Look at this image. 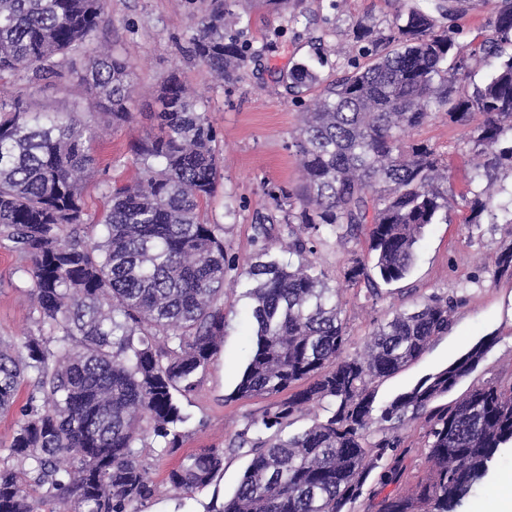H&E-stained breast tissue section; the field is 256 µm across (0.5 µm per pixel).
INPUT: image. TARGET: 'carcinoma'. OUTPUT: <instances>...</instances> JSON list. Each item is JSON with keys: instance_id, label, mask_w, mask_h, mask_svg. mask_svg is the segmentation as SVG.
<instances>
[{"instance_id": "carcinoma-1", "label": "carcinoma", "mask_w": 512, "mask_h": 512, "mask_svg": "<svg viewBox=\"0 0 512 512\" xmlns=\"http://www.w3.org/2000/svg\"><path fill=\"white\" fill-rule=\"evenodd\" d=\"M237 0H211L190 37L210 73L236 83L255 54L241 40ZM488 17L465 46L419 6L398 12L379 39L375 61L325 82L308 63L278 73L287 92H320L304 112L293 146L302 183L281 192L273 213L256 214L258 257L244 270L224 246V225L204 209L221 177L217 133L206 106L172 74L160 86L153 128L132 147L145 177L109 184L108 208L89 233L82 201L95 177L88 144L97 127L76 112H45L31 85L67 75V55L92 41L107 0H0V74L25 84L0 95V239L30 258L37 331L0 340V412L17 410L0 459V512H143L155 494L141 449L182 447L192 392L224 336V281L252 282L255 324L250 360L230 395L278 397L229 443L251 461L233 496L212 512H349L372 473L376 512H458L512 445V377L473 382L440 403L478 368L495 343L482 338L447 368L376 410L374 383L414 362L448 331L458 300L432 294L379 324L361 356L343 355L346 324L324 274L307 260L312 238H364L372 265L353 259L351 282L369 296L404 279L425 228L448 211L449 173L427 143L405 134L443 112L466 129L479 159L460 194L469 223L500 208L495 181L512 172V0H483ZM493 65L465 85L470 61ZM105 104L100 123L131 122L136 93L125 60L102 52L78 76ZM288 227L290 253L273 252L275 225ZM512 278V240L493 259ZM24 403H19L22 390ZM323 419L291 437L282 432L309 406ZM424 420L428 469L412 489L399 483L412 445L403 434ZM257 429L256 436L248 430ZM224 448H198L167 474L192 493L224 471Z\"/></svg>"}]
</instances>
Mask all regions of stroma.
<instances>
[{"instance_id":"stroma-1","label":"stroma","mask_w":512,"mask_h":512,"mask_svg":"<svg viewBox=\"0 0 512 512\" xmlns=\"http://www.w3.org/2000/svg\"><path fill=\"white\" fill-rule=\"evenodd\" d=\"M426 0H292L287 11L269 9L264 0H244L242 38L260 55L259 65H248L242 79L227 84L211 76L186 54L192 23L210 0H109L98 28L101 42L125 59L136 87L131 110L134 122L103 132L94 144L99 173L84 184L82 198L88 217L108 205V183L127 182L141 175L129 148L149 128L148 115L157 111L156 86L171 72L204 100L208 118L218 133L215 143L222 160L221 177L210 213L224 226V244L240 263L254 261L255 216L274 208V196L302 181L299 159L291 145L313 92L289 96L273 80L274 73L298 62H308L326 80L342 77L351 64L366 65L372 56L354 33L357 26L374 36L387 34L393 16ZM33 99L44 110L78 109L95 121L97 101L76 80L58 84L39 82ZM409 142L434 146L451 176L448 211L429 225L416 248V260L403 280L381 288L378 299L368 296L365 283H351L345 273L354 258L366 255L363 240H336L324 233L315 237L311 259L324 274L326 287L340 291L342 316L347 323L345 355L363 353L370 334L396 310L410 309L431 294H448L459 305L448 333L435 337L413 363L378 382L377 404H385L435 373L486 336L496 342L479 364L475 378L489 380L512 374V278H496L492 259L503 242L512 240V213L497 210L468 223L469 210L458 193L472 169L466 161L463 129L439 113L405 136ZM23 263L7 241H0V339L16 340L35 330L30 284L18 272ZM246 277L226 279L224 338L218 355L197 389L184 397L190 420L181 453L211 445L226 448L223 473L207 488L179 494L166 481L181 453L163 455L145 449L157 484L155 497L143 512H207L234 494L250 461L245 449L228 443L247 421L260 417L272 397L257 395L235 400L231 394L249 360L252 323ZM512 475V450L502 451L488 476L462 512H490L499 495L500 478Z\"/></svg>"}]
</instances>
